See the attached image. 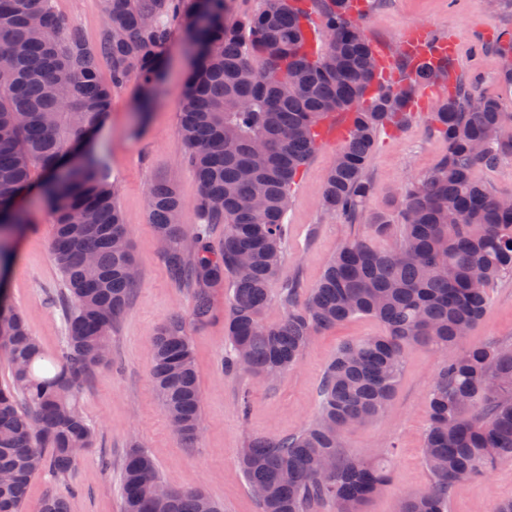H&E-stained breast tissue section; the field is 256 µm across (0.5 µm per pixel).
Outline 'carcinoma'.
<instances>
[{
	"label": "carcinoma",
	"instance_id": "cac0c4a2",
	"mask_svg": "<svg viewBox=\"0 0 512 512\" xmlns=\"http://www.w3.org/2000/svg\"><path fill=\"white\" fill-rule=\"evenodd\" d=\"M352 0H266L258 13L226 16L224 0H104L100 38L92 44L58 20L53 0H0V265L8 241L26 223L18 202L33 169L53 213V258L60 273L64 346L46 369L43 349L23 314L0 306V346L11 368L0 387V512H23L31 479L48 469L69 474L74 448L95 445L77 393L110 360L112 327L137 277L126 224L104 159L91 151L63 170L62 154L100 128L112 92L139 80L146 110L157 93L173 25L185 28L194 65L186 79L179 133L200 187L201 224L190 233L174 183L153 184L147 210L166 242L172 280L191 292V319L215 315L213 293L231 284L227 368L277 378L295 366L312 336L358 315L386 333L342 345L324 372L321 412L298 434L255 437L241 449L250 487H262V512H362L389 481L381 458L342 453L340 431L376 418L391 401L403 350L427 345L444 357L428 393L429 426L421 448L427 488L406 496L399 512H447L448 497L512 458V345L491 341L459 349L483 317L486 290L512 272V205L475 177L512 156V111L500 98L472 96L457 82L431 113L446 152L434 171L411 181L389 208L366 218L373 237L399 225L393 250L365 236L343 243L302 306L298 284L284 283V318L267 324L269 286L281 271L293 186L320 146L328 120L351 115L348 139L321 186L329 214L357 218L370 194L366 164L385 127L406 120L400 91L376 79L374 58ZM318 16L320 46L306 22ZM110 81L100 80L102 60ZM414 81L440 83L445 71L413 69ZM224 225L216 249L210 232ZM155 390L175 433L193 444L202 428V394L186 323L175 317L151 339ZM160 481L153 458L134 441L122 464V512H222L200 490H150Z\"/></svg>",
	"mask_w": 512,
	"mask_h": 512
}]
</instances>
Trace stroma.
I'll return each mask as SVG.
<instances>
[{
	"label": "stroma",
	"mask_w": 512,
	"mask_h": 512,
	"mask_svg": "<svg viewBox=\"0 0 512 512\" xmlns=\"http://www.w3.org/2000/svg\"><path fill=\"white\" fill-rule=\"evenodd\" d=\"M365 32L372 45L397 54L400 39L412 26L429 24L452 32L454 66L478 95H498L499 58L494 41L512 32V0L494 8L489 0H364ZM54 10L67 27H78L89 42L100 36L103 0H54ZM191 63L185 34L175 28L158 98L140 114L136 81L112 95L109 115L93 141L106 160L116 189V202L127 224L137 259L138 282L112 329L109 364L95 369L80 393L82 410L96 432V445L86 451L68 477L45 471L27 489L24 512H40L43 500L64 495L69 512H121V465L130 441H138L153 457L168 487L201 489L224 506V512H259V506L237 466V454L255 435L279 439L311 424L320 408L323 374L346 342L377 336L384 325L368 316L353 317L313 338L300 362L281 378H261L225 370V321L230 288L213 296L215 316L208 323H190L191 295L171 280L162 247L150 224L149 187L171 180L185 202L183 222L196 224L194 203L199 185L185 161L179 114ZM338 142L322 143L302 169L288 207V241L282 278H298V303L321 279L337 248L364 234L362 224L326 214L320 188ZM446 148L432 129L427 112L414 113L400 130L381 134L369 158L372 186L366 211L384 207L412 179L430 173ZM23 205L31 222L12 240V261L1 282L5 301L22 310L46 355L58 356L63 345L60 274L52 256L53 216L40 194L26 195ZM187 320L202 393V431L193 445L174 433L151 378L150 340L174 317ZM491 340L512 344V274L487 290L485 316L467 336L466 345ZM443 358L420 345L406 347L394 398L376 419L346 428L343 450L357 456H378L389 463L390 481L371 497L364 512H397L400 500L426 487L431 475L420 448L428 425L427 396ZM512 500V458H505L486 476L449 496L448 512H495Z\"/></svg>",
	"instance_id": "stroma-1"
}]
</instances>
